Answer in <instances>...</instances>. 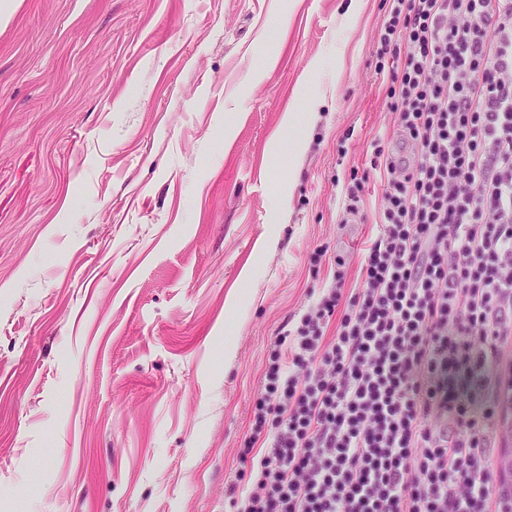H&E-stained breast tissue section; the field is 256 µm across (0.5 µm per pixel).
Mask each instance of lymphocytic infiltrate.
<instances>
[{
	"label": "lymphocytic infiltrate",
	"instance_id": "1",
	"mask_svg": "<svg viewBox=\"0 0 512 512\" xmlns=\"http://www.w3.org/2000/svg\"><path fill=\"white\" fill-rule=\"evenodd\" d=\"M374 54L398 148L379 233L276 336L236 512H497L489 393L512 344V0H389Z\"/></svg>",
	"mask_w": 512,
	"mask_h": 512
}]
</instances>
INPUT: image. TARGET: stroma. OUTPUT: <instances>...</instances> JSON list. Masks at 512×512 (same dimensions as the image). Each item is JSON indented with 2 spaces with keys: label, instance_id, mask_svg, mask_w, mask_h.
Masks as SVG:
<instances>
[{
  "label": "stroma",
  "instance_id": "35a3bbf8",
  "mask_svg": "<svg viewBox=\"0 0 512 512\" xmlns=\"http://www.w3.org/2000/svg\"><path fill=\"white\" fill-rule=\"evenodd\" d=\"M384 0H0V512H232L308 255L397 139ZM306 123L291 149L288 114Z\"/></svg>",
  "mask_w": 512,
  "mask_h": 512
}]
</instances>
